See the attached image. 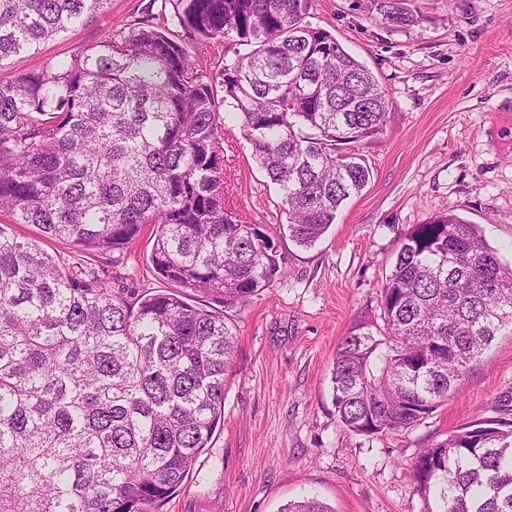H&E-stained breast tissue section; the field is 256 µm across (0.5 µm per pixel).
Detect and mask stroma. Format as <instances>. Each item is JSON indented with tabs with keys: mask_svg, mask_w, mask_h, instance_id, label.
Here are the masks:
<instances>
[{
	"mask_svg": "<svg viewBox=\"0 0 512 512\" xmlns=\"http://www.w3.org/2000/svg\"><path fill=\"white\" fill-rule=\"evenodd\" d=\"M424 17L407 32L351 9V0H312L306 20L329 30L385 88L384 134L362 144L368 186L339 210L311 248L289 237L282 192L252 155L240 116L225 104L224 197L275 244L287 274L230 310L237 348L224 386V427L182 487L156 512H280L315 495L334 512H421L409 467L421 448L482 418H512V331L502 330L465 375L460 391L421 425L398 435H359L336 414L330 371L357 323L376 324L380 294L407 231L442 213L477 224L512 264V0H413ZM192 58L218 66L225 44L186 39L172 7L110 0L94 20L38 52L11 58L0 79L64 59L105 33L127 30L145 8ZM66 267L106 273L114 292L177 293L219 308L215 298L158 278L149 267L150 230L119 257L80 253L41 240Z\"/></svg>",
	"mask_w": 512,
	"mask_h": 512,
	"instance_id": "obj_1",
	"label": "stroma"
}]
</instances>
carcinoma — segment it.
Returning a JSON list of instances; mask_svg holds the SVG:
<instances>
[{"label":"carcinoma","mask_w":512,"mask_h":512,"mask_svg":"<svg viewBox=\"0 0 512 512\" xmlns=\"http://www.w3.org/2000/svg\"><path fill=\"white\" fill-rule=\"evenodd\" d=\"M168 2L188 39L227 40L235 57L200 69L148 14L0 80V213L99 252L124 250L150 224L154 272L224 309L168 292L130 302L1 224L0 512H151L224 422L237 338L227 310L284 274L273 241L224 204V98L306 248L368 185L354 147L390 122L375 75L304 21L310 0ZM411 2L352 10L409 30L423 20ZM107 3L0 0V68ZM380 303L382 325L354 326L331 372L340 422L365 435L407 431L458 393L512 328V266L445 213L406 234ZM409 475L422 512H512V420L453 431L420 449ZM280 512L334 510L305 497Z\"/></svg>","instance_id":"1"}]
</instances>
